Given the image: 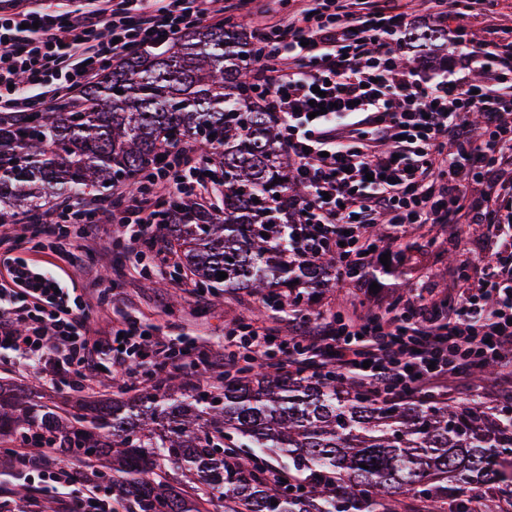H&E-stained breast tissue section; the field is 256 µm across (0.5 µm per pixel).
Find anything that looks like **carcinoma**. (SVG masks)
I'll return each instance as SVG.
<instances>
[{"instance_id": "cac0c4a2", "label": "carcinoma", "mask_w": 512, "mask_h": 512, "mask_svg": "<svg viewBox=\"0 0 512 512\" xmlns=\"http://www.w3.org/2000/svg\"><path fill=\"white\" fill-rule=\"evenodd\" d=\"M410 40L437 55L448 50L443 29H413ZM252 53L243 27L190 28L112 63L42 112L0 119V224L66 192L106 199L113 184L178 145L204 141L221 147L224 211L181 200L165 213L196 280L294 307L303 288L336 287L335 254L294 252L290 227L300 217L288 200L304 189L291 179L275 122L251 97L244 59ZM15 442L116 472L112 486L127 512H199L170 486L166 466L227 500V512H377L389 497L426 503L428 512H472L466 488L480 493L481 512L512 507V409L381 400L344 374L247 367L217 393L160 382L77 409L0 383V447ZM239 448L287 457L305 492L248 473Z\"/></svg>"}]
</instances>
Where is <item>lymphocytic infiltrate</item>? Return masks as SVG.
Returning <instances> with one entry per match:
<instances>
[{"label": "lymphocytic infiltrate", "instance_id": "lymphocytic-infiltrate-1", "mask_svg": "<svg viewBox=\"0 0 512 512\" xmlns=\"http://www.w3.org/2000/svg\"><path fill=\"white\" fill-rule=\"evenodd\" d=\"M256 0H96L93 10L60 11L56 0H0V114L36 112L49 99L95 81L107 63L167 42L181 31L220 24L226 9L252 12L257 47L248 57L253 98L278 125L304 189L294 205L317 248L336 254L339 281L361 280L377 225L461 224L507 227L499 249L476 268V283L444 300L413 294L400 310L366 316L322 311L283 314L290 327L244 323L238 350L248 362L299 374L347 375L382 399L443 394L468 386L492 365L498 396L512 402V29L474 41L468 18L493 12L498 0H426L436 26L464 68L485 75L476 84L454 69L427 73L401 63L409 26L401 0L365 7L359 0H291L287 13L256 8ZM321 114H314V107ZM478 113L479 127L469 116ZM362 125L375 134H359ZM198 145L169 153L139 190H113L112 203L74 199L81 238L112 224L127 229L124 272L137 274L153 253L162 279L179 255L161 244L165 201L186 183L220 186V174L194 163ZM14 237L0 225V353L44 374L91 387L99 371L144 382L222 372L204 346L173 350L158 326L126 314L99 333L89 328V299L48 282L19 287L27 263L14 258ZM15 478L36 480L60 512H113L112 490L93 465L62 466L49 449L11 450L0 463Z\"/></svg>", "mask_w": 512, "mask_h": 512}]
</instances>
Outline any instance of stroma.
Wrapping results in <instances>:
<instances>
[{"label":"stroma","mask_w":512,"mask_h":512,"mask_svg":"<svg viewBox=\"0 0 512 512\" xmlns=\"http://www.w3.org/2000/svg\"><path fill=\"white\" fill-rule=\"evenodd\" d=\"M383 252L405 256L402 265L384 272L371 273L378 292H370L368 284L353 286L344 282L335 288L315 289L317 310H356L360 314L395 307L408 290L420 289L428 298H437L470 286L474 263L496 249V239L485 225L463 224L457 237H449L444 224H411L405 232L395 233L382 225ZM118 233L99 231L97 237L79 241L74 260L56 256L47 241L29 239L18 250V257L37 264L58 267L68 275V285L82 289L92 279L103 280L108 289L102 303L94 305L91 324L105 327L113 317L129 313L143 321L158 324L171 336H188L209 346L216 358L224 356V339L238 335L241 321L264 319L276 314L277 307L263 303L260 295L244 289L193 299L189 289L178 287V274L168 273L166 280L155 281L148 276L116 279L114 270L125 262L124 249ZM0 381L27 387L35 399L62 407L89 404L95 399L131 398L142 392V385L118 388L102 384L96 393L72 389L65 384L50 386L40 379L36 370L27 369L18 361L0 360Z\"/></svg>","instance_id":"obj_1"}]
</instances>
